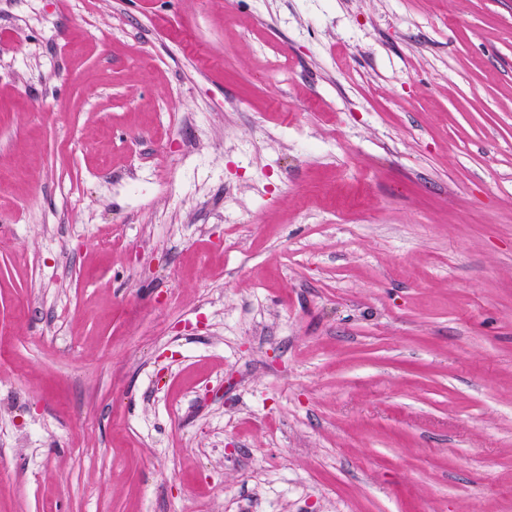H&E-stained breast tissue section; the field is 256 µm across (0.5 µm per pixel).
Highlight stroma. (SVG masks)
<instances>
[{"instance_id":"stroma-1","label":"stroma","mask_w":512,"mask_h":512,"mask_svg":"<svg viewBox=\"0 0 512 512\" xmlns=\"http://www.w3.org/2000/svg\"><path fill=\"white\" fill-rule=\"evenodd\" d=\"M0 512H512V0H0Z\"/></svg>"}]
</instances>
